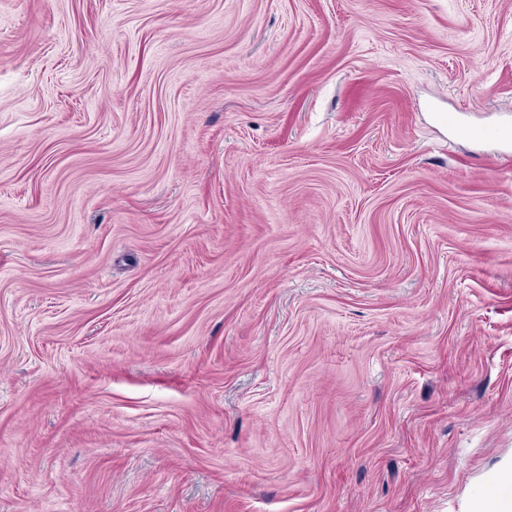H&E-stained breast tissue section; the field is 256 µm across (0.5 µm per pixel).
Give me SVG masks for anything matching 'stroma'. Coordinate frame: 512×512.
I'll use <instances>...</instances> for the list:
<instances>
[{
	"label": "stroma",
	"mask_w": 512,
	"mask_h": 512,
	"mask_svg": "<svg viewBox=\"0 0 512 512\" xmlns=\"http://www.w3.org/2000/svg\"><path fill=\"white\" fill-rule=\"evenodd\" d=\"M502 128L512 0H0V512H461Z\"/></svg>",
	"instance_id": "obj_1"
}]
</instances>
